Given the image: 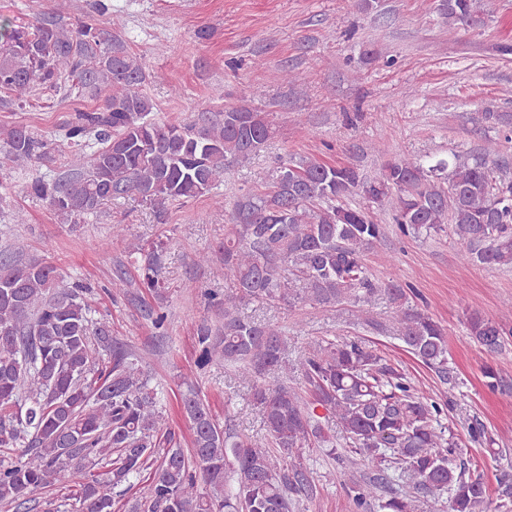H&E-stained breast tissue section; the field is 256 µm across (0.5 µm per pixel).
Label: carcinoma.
<instances>
[{
	"label": "carcinoma",
	"mask_w": 512,
	"mask_h": 512,
	"mask_svg": "<svg viewBox=\"0 0 512 512\" xmlns=\"http://www.w3.org/2000/svg\"><path fill=\"white\" fill-rule=\"evenodd\" d=\"M65 7L55 0L27 27L0 16V105L21 108L33 89L56 88L64 75L80 95L103 94L97 108L76 111L54 147L25 124L0 128V147L17 166L67 154V170L28 186L58 215L77 224L133 196L161 216L217 188L229 160L250 158L275 134L269 113L245 105L200 126L151 118L143 67L105 26L106 0H93V14L83 18ZM437 10L450 30L478 29L488 17L481 0H439ZM481 119L512 141V113L489 107ZM500 146L489 138L469 160L452 152L391 161L373 179L351 163L294 157L238 200L220 247L232 286L222 296L210 293L223 324L198 323L197 363L222 362L253 378L262 438L221 425L190 381L181 404L191 445L181 447L165 426L161 392L136 352L112 336L111 323L92 315L85 288L61 284L46 261L1 257L0 448L8 453L0 456V506L27 512L35 494L64 481L78 487L79 512H112L114 490L148 471L139 512H293L291 493H313L307 453L325 448L354 470L398 471L401 489L387 495L382 476L354 482L360 512H416L421 498L434 504L445 494L451 512H488L483 479L458 458L441 404L380 352L348 339L318 344L298 368L315 397L309 403L276 374L285 331L251 320L242 305L303 294L327 306L382 291L397 304L399 338L424 365L446 372V329L409 304L403 285L369 277L364 255L386 238L371 209L387 210L405 236L450 233L465 262L512 266V178L498 163ZM352 194L366 205H346ZM127 250L139 281L120 274L112 292L148 290L154 303L145 317L164 330L165 243L132 242ZM464 316L468 335L491 355L512 336V305L497 319L471 310ZM326 417L345 434L342 453L324 432Z\"/></svg>",
	"instance_id": "obj_1"
}]
</instances>
